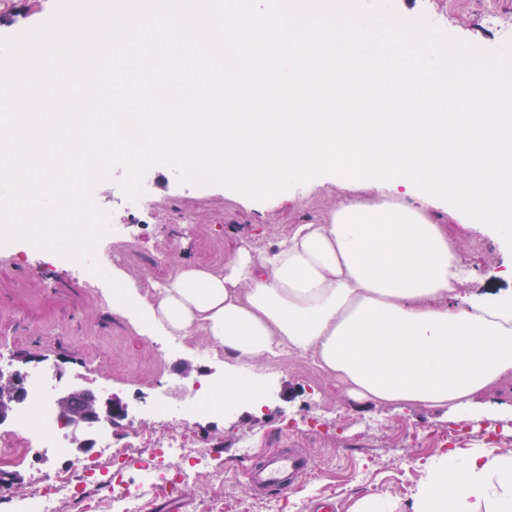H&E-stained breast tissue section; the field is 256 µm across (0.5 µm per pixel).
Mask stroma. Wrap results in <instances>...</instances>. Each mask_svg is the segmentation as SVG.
<instances>
[{
  "label": "stroma",
  "instance_id": "stroma-1",
  "mask_svg": "<svg viewBox=\"0 0 512 512\" xmlns=\"http://www.w3.org/2000/svg\"><path fill=\"white\" fill-rule=\"evenodd\" d=\"M411 15L423 14L438 21L447 33L484 48L498 47L495 28L487 14L512 26V0H394ZM363 188L342 189L334 175L321 176L319 184H300L287 196L262 202L247 201L218 186L172 184L167 201L159 202L148 223L130 227L125 246L101 240L97 259L115 279L130 278L133 285L159 280L165 270L179 262L203 265L224 263L237 243L249 241L265 250L286 236L292 225L316 220L343 200L363 198ZM463 260L475 272L461 284V292H494L504 287L497 273L505 260L480 229L470 224L449 227ZM0 338L8 345L11 361L29 366L62 364L69 378L95 391H106L129 407L130 418L139 420L137 435L122 459L123 489H139L135 471L140 458L170 434L167 425L151 418L145 407L176 380L187 389L225 378L222 359L200 354L205 340L168 352L158 373L140 374L152 365L157 348L167 338L149 330L139 310L113 309L112 292L104 281L86 283L74 264H52L38 269L30 253L18 248H0ZM270 395L261 413L248 404L227 415L190 417L185 432L196 434L209 445V466L200 470L193 485L183 486L162 478L143 490V512H163L176 504L180 512H205L212 499H231L228 512H238L237 503L260 500L248 472L239 468V442L253 444V457L267 454L269 447L291 444L309 451L314 469L290 494L304 502V512H313L323 499L335 500L338 512H349L355 499L369 494L397 501L398 512L409 506L426 475L430 460L440 449L434 435L454 433L458 426L451 415L422 407L398 409L388 405L366 406L353 400L336 382L323 376L304 359L287 358L280 368L256 367ZM317 417L316 432H307L305 416ZM470 434L454 444L462 454L484 447L485 429L496 430L500 452L512 453V418H480ZM424 435L421 443L408 441L407 432ZM70 458L41 448L26 459H13L8 473L19 483L8 489L11 505L23 504L44 484V473H66Z\"/></svg>",
  "mask_w": 512,
  "mask_h": 512
}]
</instances>
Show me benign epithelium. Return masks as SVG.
<instances>
[{
	"label": "benign epithelium",
	"instance_id": "obj_1",
	"mask_svg": "<svg viewBox=\"0 0 512 512\" xmlns=\"http://www.w3.org/2000/svg\"><path fill=\"white\" fill-rule=\"evenodd\" d=\"M77 392L89 394V398L85 399V409L78 416H72L67 412L63 413V416L67 424L75 426L79 430V433L74 436L73 448H71V455L79 461L92 451V440L87 429L95 424H112L126 419L128 406L112 395L105 397L89 388L77 387L72 384L57 386L53 395L54 404L60 409L63 408L64 403Z\"/></svg>",
	"mask_w": 512,
	"mask_h": 512
}]
</instances>
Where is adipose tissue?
<instances>
[{
  "label": "adipose tissue",
  "instance_id": "obj_1",
  "mask_svg": "<svg viewBox=\"0 0 512 512\" xmlns=\"http://www.w3.org/2000/svg\"><path fill=\"white\" fill-rule=\"evenodd\" d=\"M453 221L405 186L376 187L294 225L271 251L243 243L220 266L179 264L159 296L130 305L164 335L223 349L225 399L240 400V371L291 353L310 356L357 401L467 421L485 413L476 396L512 374V287L458 293L473 273ZM412 512H512V454L440 453Z\"/></svg>",
  "mask_w": 512,
  "mask_h": 512
}]
</instances>
